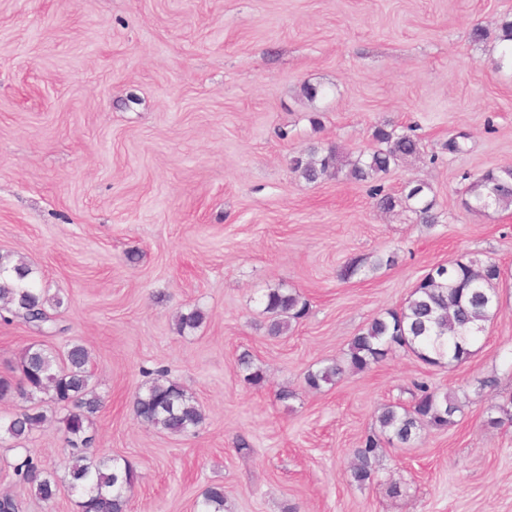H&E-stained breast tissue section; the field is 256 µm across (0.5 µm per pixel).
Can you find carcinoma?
I'll list each match as a JSON object with an SVG mask.
<instances>
[{
	"instance_id": "1",
	"label": "carcinoma",
	"mask_w": 512,
	"mask_h": 512,
	"mask_svg": "<svg viewBox=\"0 0 512 512\" xmlns=\"http://www.w3.org/2000/svg\"><path fill=\"white\" fill-rule=\"evenodd\" d=\"M372 137L377 147L354 159L335 147L311 146L290 159V169L308 183L337 176L345 168L347 176L366 181L420 151L416 138L384 125L375 127ZM427 190L417 184L400 199L379 188L374 189V195L380 208L391 210L402 200L413 205L423 223L432 224L434 200L428 199ZM469 197V209H511L512 166L487 170L470 185ZM394 263L393 254L385 258L356 257L340 269L338 277L347 281L366 268L374 271ZM34 274L35 269L24 259L1 253L0 308L23 317L38 333L52 335L59 328L48 309L59 310L64 301L34 287ZM502 281L499 265L477 258L438 266L416 283L400 307L385 310L359 329L348 344L345 363L336 361L308 371L305 384L316 390L324 384L333 385L345 369L363 372L397 350L410 351L430 366L463 362L471 355L472 340L499 310L498 288ZM262 303L264 312L269 314L267 331L272 336L288 332L291 323L305 317L308 311V303L299 293L282 288L267 289ZM205 319L201 309L191 308L178 316L177 332L196 329ZM88 363L89 353L80 344L71 345L62 356L43 344L28 345L20 355L16 374L0 375V399L14 393L27 403L21 412L0 419V440L18 443L40 428L47 421L42 403L43 396H48L52 404L67 410L63 419L70 461L67 475L61 482L46 473L38 457L27 449L12 464L16 482L43 502L53 501L65 484L78 496L79 512H125L136 480L133 467L126 461L88 452L93 443L88 430L102 407L100 396L90 386ZM239 366L250 384L260 386L265 382L263 370L249 359L240 358ZM159 376L161 379L135 396L136 417L172 435L196 432L204 421L202 409L178 381L164 377L162 371ZM410 395L409 403L386 404L374 416L378 432L367 435L354 450L355 462L350 469L353 482L363 485L374 477L380 438L392 445L408 446L427 427L444 430L453 426L457 414L463 411V402L455 390L441 392L421 382L414 384ZM497 412L498 416L490 419L492 426H512V396L497 406ZM195 512H224V485H209L202 499L196 501Z\"/></svg>"
}]
</instances>
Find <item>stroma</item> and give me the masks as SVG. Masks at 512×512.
<instances>
[{"label":"stroma","instance_id":"stroma-1","mask_svg":"<svg viewBox=\"0 0 512 512\" xmlns=\"http://www.w3.org/2000/svg\"><path fill=\"white\" fill-rule=\"evenodd\" d=\"M504 19L512 0H0V253L64 300L46 338L0 314V375L39 340L88 348L103 401L93 446L137 475L127 512H194L217 482L224 512H512V426L487 424L512 395V287L464 363L398 351L318 391L303 381L434 266L475 255L512 271V210L465 206L472 181L512 165ZM380 125L415 134L420 155L372 182L291 171L314 145L371 151ZM419 182L437 223L371 196ZM389 253L394 266L337 276ZM278 286L309 311L275 337L261 296ZM195 306L206 321L178 334ZM244 354L262 385L246 381ZM161 368L201 405L196 433L136 418ZM417 379L464 393L463 414L384 445L373 480L353 483L375 412ZM47 415L24 445L61 478L64 413ZM18 455L0 442V492L19 512H77L69 492L45 503L14 485ZM394 263V254L388 255L386 259L379 255L374 257H356L340 269L338 277L340 280L347 281L360 274L365 268L374 271L382 268L383 265L390 267Z\"/></svg>","mask_w":512,"mask_h":512}]
</instances>
